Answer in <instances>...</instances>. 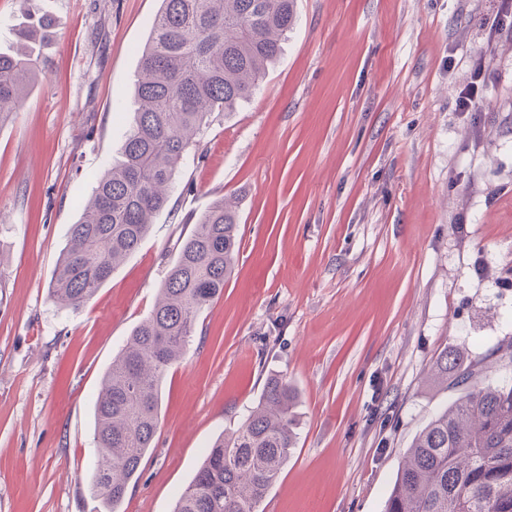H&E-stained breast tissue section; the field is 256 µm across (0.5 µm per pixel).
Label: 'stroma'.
Wrapping results in <instances>:
<instances>
[{
	"label": "stroma",
	"mask_w": 512,
	"mask_h": 512,
	"mask_svg": "<svg viewBox=\"0 0 512 512\" xmlns=\"http://www.w3.org/2000/svg\"><path fill=\"white\" fill-rule=\"evenodd\" d=\"M160 0H0V52L52 38L0 123V512H92L100 381L152 310L182 236L236 196L240 252L161 382L121 512H173L268 377L297 400L293 457L259 512H384L403 455L453 397L440 352L512 342V34L503 0H297L254 95L217 112L148 236L80 310L49 294L78 201L132 121ZM483 58L484 88L456 98ZM482 71V64L477 63L473 69L471 81L460 89L456 99V107L460 112H469L475 105L479 96L478 81L480 80Z\"/></svg>",
	"instance_id": "35a3bbf8"
}]
</instances>
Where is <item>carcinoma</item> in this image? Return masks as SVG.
<instances>
[{"instance_id": "1", "label": "carcinoma", "mask_w": 512, "mask_h": 512, "mask_svg": "<svg viewBox=\"0 0 512 512\" xmlns=\"http://www.w3.org/2000/svg\"><path fill=\"white\" fill-rule=\"evenodd\" d=\"M295 19V0H161L141 52L133 124L70 226L50 286L55 303L80 309L138 250L211 115L251 98ZM47 27L30 20L15 32L16 49L0 52V119L21 107ZM238 231L234 202H215L180 240L152 311L112 359L94 402L98 456L88 483L101 512H120L152 448L161 379L224 292ZM484 372L481 360L437 357L431 379L459 396L414 437L385 512H512V380L485 385ZM295 401L286 379H269L242 425L215 441L174 512H257L294 453Z\"/></svg>"}]
</instances>
